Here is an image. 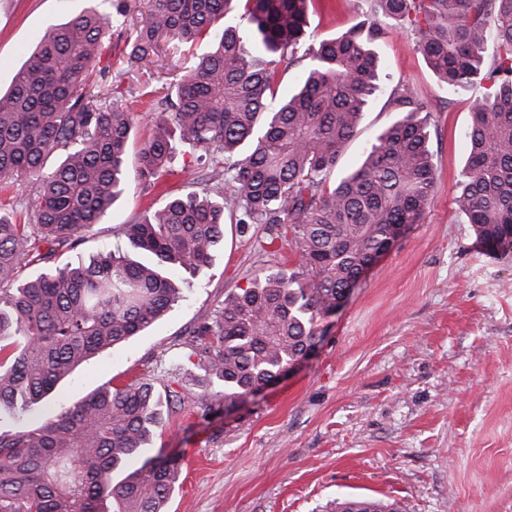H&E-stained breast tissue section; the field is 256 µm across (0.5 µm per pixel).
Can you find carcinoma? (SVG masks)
I'll return each instance as SVG.
<instances>
[{"instance_id":"1","label":"carcinoma","mask_w":512,"mask_h":512,"mask_svg":"<svg viewBox=\"0 0 512 512\" xmlns=\"http://www.w3.org/2000/svg\"><path fill=\"white\" fill-rule=\"evenodd\" d=\"M149 0L126 36L134 66L172 43L209 48L153 100L155 132L138 152V177L171 174V140L224 156L213 184L172 198L133 224L119 244L63 265L128 184V109L101 106L88 88L109 19L90 8L48 28L0 91V188L35 177L32 215L0 209V410L26 412L103 351L151 328L182 297L164 274L204 272L231 222L270 225L298 254L290 273L271 271L224 299L182 342L207 387L197 399L153 380L104 385L36 427L0 428V512H165L180 473L175 457H144L166 418L193 403L201 418L278 377L297 360L361 270L401 228L423 223L435 178L428 105L406 87L389 95L397 119L357 167L333 179L344 145L379 89L376 44L386 22L406 29L415 51L450 91L475 83L469 157L455 197L483 254L512 249V0H369L371 20L309 41L315 0ZM496 50L486 57L488 33ZM310 60L278 97L280 66ZM58 164L43 173L46 158ZM40 272L18 278L19 269ZM143 459L140 467L129 464ZM330 512H401L397 503L338 497Z\"/></svg>"}]
</instances>
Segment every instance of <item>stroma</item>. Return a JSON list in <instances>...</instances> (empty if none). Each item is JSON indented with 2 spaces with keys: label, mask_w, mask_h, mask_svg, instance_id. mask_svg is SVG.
<instances>
[{
  "label": "stroma",
  "mask_w": 512,
  "mask_h": 512,
  "mask_svg": "<svg viewBox=\"0 0 512 512\" xmlns=\"http://www.w3.org/2000/svg\"><path fill=\"white\" fill-rule=\"evenodd\" d=\"M112 14L111 0H0V87L8 88L39 35L86 9ZM366 0H317L308 32L318 42L362 20ZM116 31L105 39L108 77L92 74L102 105L119 87L133 143L151 136L148 91L165 70L192 57L178 50L135 67L119 61ZM386 80L364 110L337 172L353 169L375 135L395 119L391 90L408 87L431 106L436 187L423 223L411 225L326 318L315 353L262 393L208 418L182 410L153 440L152 453L178 458L166 512H328L339 496L394 501L402 512H512V251L491 258L453 203L468 156L477 84L450 92L410 35L389 28L378 43ZM174 173L155 187L130 178L103 223L79 248L88 256L113 242L112 229L198 190L206 168L176 151ZM265 225L233 227L205 274H175L183 298L162 320L91 359L61 381L51 404L23 418L39 425L97 388L151 373L186 394L201 392L182 346L198 320L266 270H291L294 250L269 244Z\"/></svg>",
  "instance_id": "35a3bbf8"
}]
</instances>
